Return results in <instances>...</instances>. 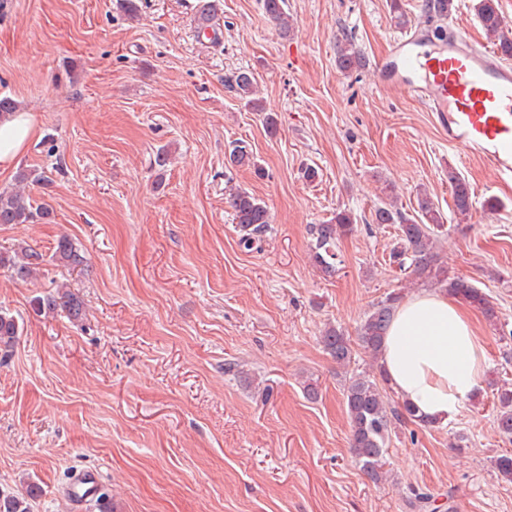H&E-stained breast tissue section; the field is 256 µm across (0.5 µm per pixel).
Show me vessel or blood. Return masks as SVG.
Masks as SVG:
<instances>
[{"label": "vessel or blood", "instance_id": "b4317fda", "mask_svg": "<svg viewBox=\"0 0 512 512\" xmlns=\"http://www.w3.org/2000/svg\"><path fill=\"white\" fill-rule=\"evenodd\" d=\"M377 78L423 100L448 144L477 157L500 180L512 179V64L448 29L398 39Z\"/></svg>", "mask_w": 512, "mask_h": 512}]
</instances>
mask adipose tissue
Instances as JSON below:
<instances>
[{"instance_id": "obj_1", "label": "adipose tissue", "mask_w": 512, "mask_h": 512, "mask_svg": "<svg viewBox=\"0 0 512 512\" xmlns=\"http://www.w3.org/2000/svg\"><path fill=\"white\" fill-rule=\"evenodd\" d=\"M36 135L30 112L0 116V169H9ZM382 364L390 385L418 415L444 423L473 397L486 355L468 308L448 294L423 290L397 309Z\"/></svg>"}]
</instances>
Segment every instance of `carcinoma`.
Masks as SVG:
<instances>
[{"label": "carcinoma", "mask_w": 512, "mask_h": 512, "mask_svg": "<svg viewBox=\"0 0 512 512\" xmlns=\"http://www.w3.org/2000/svg\"><path fill=\"white\" fill-rule=\"evenodd\" d=\"M219 0H200L197 15L199 27L212 25L219 11ZM262 6L279 31L287 35L292 31V18L286 11L287 0H262ZM475 15L486 35L496 42L498 50L506 59H512V30L499 10L498 0H476ZM336 65L342 72H349L363 65V57L353 43L346 39L339 42ZM225 85L240 98L255 93L257 85L253 72L238 70L225 77ZM225 160L230 167L251 166L253 154L249 146L240 141L232 146ZM21 184L46 185L50 182L47 172L35 167H22L16 174ZM448 183L452 189L455 214L459 221L470 217L472 201L470 189L453 169H448ZM386 195L374 210L373 223L390 224L395 229V243L390 250V261L402 271L422 283L439 288L462 303L482 313L491 324H501V316L493 298L475 287L464 276H448V270L436 249L439 230L444 220L439 207L431 195L417 192V208L408 214L398 206V197L391 183L385 184ZM227 203L233 211L238 225L239 245L247 251L258 248L270 229L269 211L265 202L242 188L229 190ZM50 216L45 207H35L30 195L21 190L0 191V224H30ZM358 232L353 214L338 210L326 224H315L310 229L312 236V260L324 278L336 275V242ZM52 260L56 266L76 267L82 258L72 240L60 237L53 250ZM43 255L33 248H21L20 256L14 258L0 252V267H9L14 278L25 282L39 268ZM404 293L400 290L389 292L365 313L357 325L356 336L345 329L328 326L321 336L324 350L340 366L350 364L353 346H359L373 360L381 358L383 340L390 322ZM37 311L64 315L71 320L81 317L82 300L68 290L59 289L35 300ZM21 326L17 318L0 310V346L8 347L20 336ZM388 378L382 365L376 364V372L353 374L345 379L343 398L349 422V446L360 464L364 475L374 484L387 481V445L393 430L407 422L433 426L437 421L419 416L404 400L388 397ZM496 424L499 434L512 442V386L497 388ZM494 468L500 479L512 483V454L498 456ZM41 487L29 483L19 490L0 489V512H35L41 497Z\"/></svg>", "instance_id": "1"}]
</instances>
